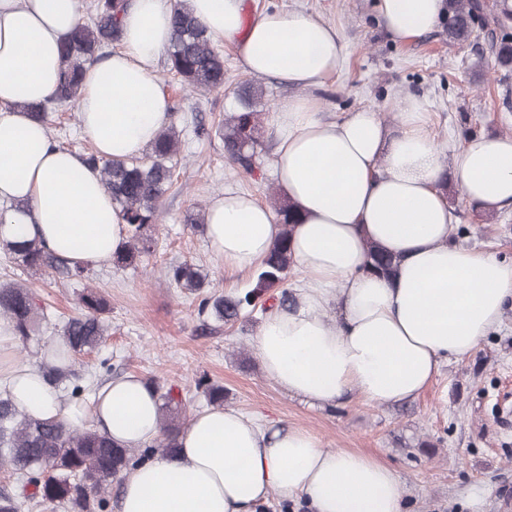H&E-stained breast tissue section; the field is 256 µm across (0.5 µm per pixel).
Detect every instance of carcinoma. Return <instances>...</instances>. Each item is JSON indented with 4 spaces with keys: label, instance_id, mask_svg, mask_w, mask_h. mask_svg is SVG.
<instances>
[{
    "label": "carcinoma",
    "instance_id": "1",
    "mask_svg": "<svg viewBox=\"0 0 512 512\" xmlns=\"http://www.w3.org/2000/svg\"><path fill=\"white\" fill-rule=\"evenodd\" d=\"M126 6L127 0H93L89 18L78 24L61 46L60 80L53 95L36 110L37 118L48 124L53 112L78 104L87 65L100 57L104 49L119 44L121 13ZM485 9L482 0H447L448 40L468 41L485 16ZM495 54L500 66L512 65V42L502 37L495 46ZM167 68L186 91L224 90V54L194 17L189 0H177ZM265 94L261 84L245 82L235 91L242 105L237 114L212 128L203 123L194 128L200 138H220L228 159L240 172L249 175L257 168L258 149L263 143L261 111L257 107ZM179 147L180 131L172 124L160 132L141 157L110 160L95 151L85 153L86 162L100 170L112 203L121 208L127 224V242L113 255L114 266L126 268L142 255L153 252L158 210L173 185ZM275 212L283 226L282 238L253 270L247 286L236 294L204 291L205 275L193 264L184 263L172 270L178 287L201 295L199 309L205 319L234 324L249 318L257 309L263 312L266 295L287 280L293 266L288 236L299 223V215L281 197L275 202ZM0 250L24 270H51L78 286L83 285L90 269L45 250L35 239H0ZM368 257V270L373 273L389 276L397 270L396 259L373 245L368 248ZM79 304L80 311L62 327L65 349L53 358H43L39 370L53 387L61 386L70 398L84 401L95 389L82 381L74 369V356L91 352L103 342L108 332L103 317L107 301L86 290L80 294ZM0 316L12 324L19 342L27 347L37 340V327L46 318L47 310L39 294L28 285L1 282ZM146 383L162 400L161 438L138 456L135 449L118 446L95 429H73L61 421L30 416L0 394V464L9 468L20 484L18 493L0 492V512H21L32 501L61 505L67 512H105V494L114 480L126 476L156 450L176 455L183 425L181 394L153 378L146 379ZM196 388L210 405H223V388L205 379L198 380Z\"/></svg>",
    "mask_w": 512,
    "mask_h": 512
}]
</instances>
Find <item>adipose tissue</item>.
Here are the masks:
<instances>
[{"label":"adipose tissue","instance_id":"1","mask_svg":"<svg viewBox=\"0 0 512 512\" xmlns=\"http://www.w3.org/2000/svg\"><path fill=\"white\" fill-rule=\"evenodd\" d=\"M175 0H132L116 51L88 65L80 125L100 155L142 153L171 121L155 75L170 46ZM391 37L407 42L444 16V0H373ZM212 40L234 47L242 70L308 88L271 113L272 167L301 221L292 236L309 277L292 308L266 316L253 338L265 374L315 404L355 393L378 404L416 397L449 360L470 356L512 304V263L453 245L455 227L438 188L451 170L465 200L485 211L512 205V138L472 136L437 147L424 101L404 98L397 127L362 108L322 115L313 89L337 72L345 43L302 9L247 17L245 0H190ZM81 21L78 0H0V238H38L57 254L111 261L126 224L98 169L54 144L30 108L54 92L59 47ZM23 209H16V202ZM207 238L226 268L259 263L281 227L274 210L231 188L207 211ZM399 262L396 276L369 273L368 244ZM16 342L0 319V379L31 416L93 425L114 443L140 448L160 434V401L129 375L91 404L64 400L38 369L14 363ZM176 456L158 453L121 487V512H255L271 493L298 496L310 512H403L386 465L321 446L308 431L268 433L234 409L195 414Z\"/></svg>","mask_w":512,"mask_h":512}]
</instances>
